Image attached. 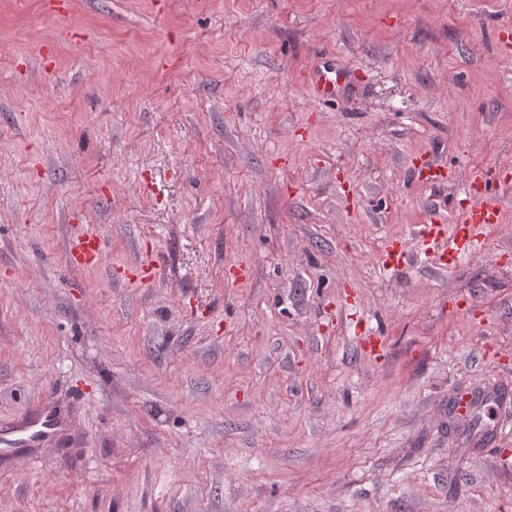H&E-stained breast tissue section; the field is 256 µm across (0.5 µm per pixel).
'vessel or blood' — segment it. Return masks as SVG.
Listing matches in <instances>:
<instances>
[{
  "mask_svg": "<svg viewBox=\"0 0 512 512\" xmlns=\"http://www.w3.org/2000/svg\"><path fill=\"white\" fill-rule=\"evenodd\" d=\"M348 69L326 66L314 68L309 87L317 99L331 100L351 83ZM411 176L418 181L437 183L442 173L432 162L416 156L411 160ZM490 190L487 171H472L467 179L466 192L471 199L462 210L456 224L447 226L438 222L424 225L420 234L426 252L432 254L439 268H446L459 257L487 250V229L500 223V210L485 197ZM103 256V242L94 232L72 235L67 244L66 258L69 268L82 270L98 265ZM66 424L62 413L51 403H41L36 410L23 415L17 422L0 425V454L22 456L25 449L34 448L50 440Z\"/></svg>",
  "mask_w": 512,
  "mask_h": 512,
  "instance_id": "b4317fda",
  "label": "vessel or blood"
}]
</instances>
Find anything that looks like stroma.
<instances>
[{"label": "stroma", "mask_w": 512, "mask_h": 512, "mask_svg": "<svg viewBox=\"0 0 512 512\" xmlns=\"http://www.w3.org/2000/svg\"><path fill=\"white\" fill-rule=\"evenodd\" d=\"M508 24L512 0H0V422L68 419L0 457V512H512V183L491 251L439 269L419 242L470 171L512 180ZM326 52L358 77L333 101ZM423 152L453 177L411 181ZM80 230L104 258L75 273ZM351 72L336 66L315 67L312 71L309 87L314 97L321 100H332L351 83Z\"/></svg>", "instance_id": "obj_1"}]
</instances>
